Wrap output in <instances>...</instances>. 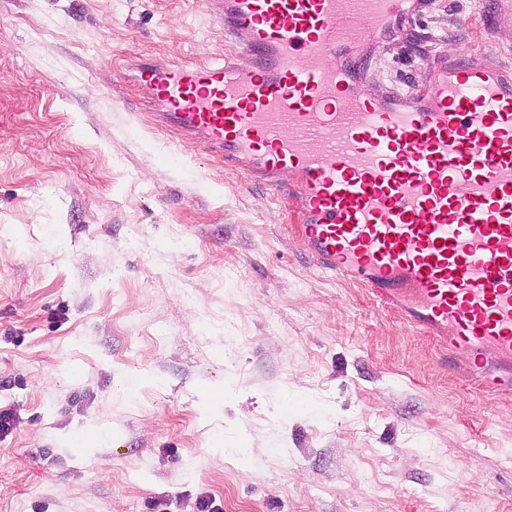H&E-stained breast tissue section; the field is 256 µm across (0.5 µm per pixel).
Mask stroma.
<instances>
[{
  "label": "stroma",
  "instance_id": "1",
  "mask_svg": "<svg viewBox=\"0 0 512 512\" xmlns=\"http://www.w3.org/2000/svg\"><path fill=\"white\" fill-rule=\"evenodd\" d=\"M432 0L373 96L512 24ZM236 56L203 0H0V512H512V397L319 272L297 202L154 125L139 61Z\"/></svg>",
  "mask_w": 512,
  "mask_h": 512
}]
</instances>
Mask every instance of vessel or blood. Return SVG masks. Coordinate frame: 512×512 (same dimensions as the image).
Listing matches in <instances>:
<instances>
[{
  "label": "vessel or blood",
  "instance_id": "vessel-or-blood-1",
  "mask_svg": "<svg viewBox=\"0 0 512 512\" xmlns=\"http://www.w3.org/2000/svg\"><path fill=\"white\" fill-rule=\"evenodd\" d=\"M430 0H206L250 58L149 61L157 125L295 197L302 243L437 338L455 371L512 395V77L479 54L439 58L426 92L369 95L368 44ZM512 21L490 0L480 25Z\"/></svg>",
  "mask_w": 512,
  "mask_h": 512
}]
</instances>
